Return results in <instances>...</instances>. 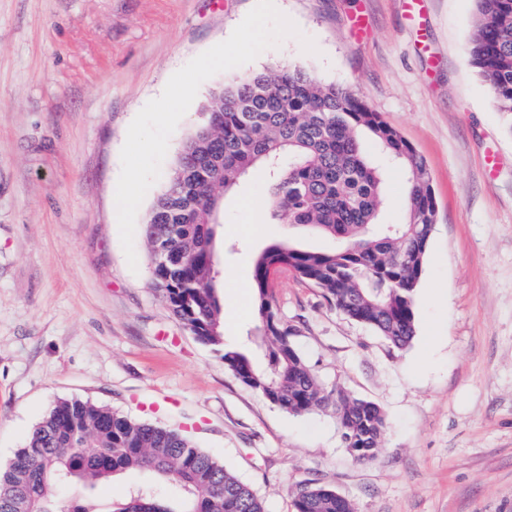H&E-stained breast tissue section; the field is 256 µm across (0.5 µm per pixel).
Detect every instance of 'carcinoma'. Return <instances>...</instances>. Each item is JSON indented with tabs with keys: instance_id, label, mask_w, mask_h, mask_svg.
Segmentation results:
<instances>
[{
	"instance_id": "1",
	"label": "carcinoma",
	"mask_w": 512,
	"mask_h": 512,
	"mask_svg": "<svg viewBox=\"0 0 512 512\" xmlns=\"http://www.w3.org/2000/svg\"><path fill=\"white\" fill-rule=\"evenodd\" d=\"M469 63L500 112L512 115V0H475ZM202 123L186 137L167 186L154 199L144 235L153 275L172 312L220 355L246 386L293 415L331 409L359 464L374 460L387 419L377 404L324 391L278 319L272 273L293 270L350 319L393 347L415 337L414 293L437 212L422 157L400 131L351 90L277 66L212 92ZM405 179L408 219L382 222L385 167ZM256 165L269 170L271 219L309 226L335 241L328 250L275 243L255 254L253 299L265 364L224 340L217 292V225L223 194ZM178 485L175 501L141 486L105 509L96 492L128 470ZM74 491L62 501L57 486ZM295 512H355L327 487L299 490ZM0 512H265L255 493L182 433L113 412L90 400L56 402L25 447L0 468Z\"/></svg>"
}]
</instances>
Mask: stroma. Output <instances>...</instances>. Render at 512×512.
<instances>
[{
    "label": "stroma",
    "instance_id": "stroma-1",
    "mask_svg": "<svg viewBox=\"0 0 512 512\" xmlns=\"http://www.w3.org/2000/svg\"><path fill=\"white\" fill-rule=\"evenodd\" d=\"M255 4L0 0V466L55 402L78 398L182 430L266 512H295L305 485L334 489L356 512H512V116L468 62L475 0H274L300 36L204 81L161 165L164 177L211 92L280 65L347 87L423 158L437 216L410 345L392 348L292 271L270 280L322 387L385 412L371 463L353 462L330 412H283L172 313L140 229L163 177L137 212L129 267L115 222L128 127ZM273 241L329 245L269 218L257 169L225 194L217 231L230 345H253L254 314L235 292Z\"/></svg>",
    "mask_w": 512,
    "mask_h": 512
}]
</instances>
